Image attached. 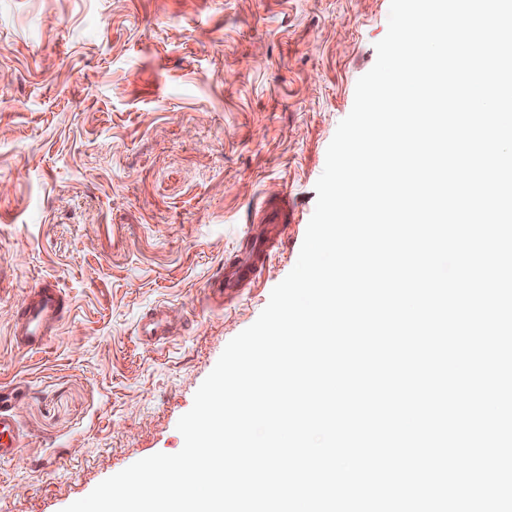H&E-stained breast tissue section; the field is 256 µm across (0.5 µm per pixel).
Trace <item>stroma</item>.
<instances>
[{
	"mask_svg": "<svg viewBox=\"0 0 512 512\" xmlns=\"http://www.w3.org/2000/svg\"><path fill=\"white\" fill-rule=\"evenodd\" d=\"M390 0H0V388L24 437L0 512H63L184 444L226 344L294 267L315 183ZM288 227L257 280L208 298L242 234ZM51 282L70 312L38 349L13 312ZM166 305L165 348L138 339Z\"/></svg>",
	"mask_w": 512,
	"mask_h": 512,
	"instance_id": "obj_1",
	"label": "stroma"
}]
</instances>
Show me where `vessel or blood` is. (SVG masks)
<instances>
[{
	"label": "vessel or blood",
	"instance_id": "vessel-or-blood-1",
	"mask_svg": "<svg viewBox=\"0 0 512 512\" xmlns=\"http://www.w3.org/2000/svg\"><path fill=\"white\" fill-rule=\"evenodd\" d=\"M257 275L254 261L239 259L225 268L213 280L209 290L210 299L235 296L240 286L252 282ZM69 309V302L61 289L44 283L31 289L27 299L15 309L13 339L23 348L41 347L47 336L63 321ZM142 342L157 347L167 344L173 336V328L164 306H157L142 318L138 329ZM22 441L7 405H0V458L17 456Z\"/></svg>",
	"mask_w": 512,
	"mask_h": 512
}]
</instances>
